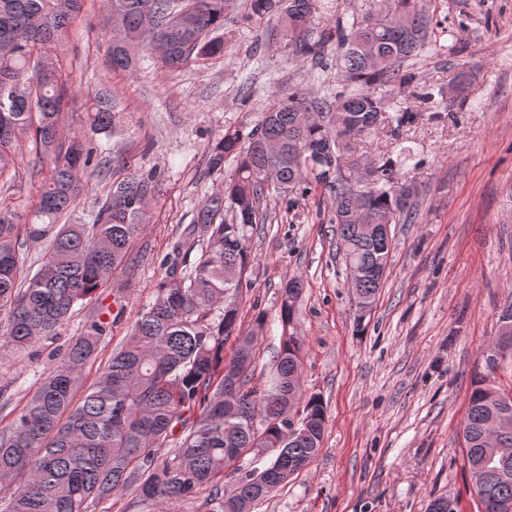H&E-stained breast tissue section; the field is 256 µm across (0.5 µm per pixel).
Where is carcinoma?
I'll list each match as a JSON object with an SVG mask.
<instances>
[{
	"label": "carcinoma",
	"instance_id": "1",
	"mask_svg": "<svg viewBox=\"0 0 512 512\" xmlns=\"http://www.w3.org/2000/svg\"><path fill=\"white\" fill-rule=\"evenodd\" d=\"M235 0H106L116 29L109 47L114 70L136 66L139 49L157 51L177 68L190 59L224 55L220 31ZM246 19L275 16L282 35L318 71L336 57L343 83L332 95L321 80L271 98L251 130H228L209 157V168L234 167L207 197L187 228L185 272L167 278L152 303L139 312L130 335L84 384V372L101 349L104 321L90 323L41 374L35 391L12 422L0 428V512H92L133 489L132 506L155 512L181 507L207 491L206 512H254L255 506L318 455L326 429L320 397L292 391L300 374V344L282 336L266 388L250 385L256 338L265 320L246 332L239 324V296L249 281L241 272L253 262L251 242L266 216L260 200L272 191H329L335 203L336 247L345 264L361 270L355 293L373 302L385 277L392 241L368 231L371 224H411L417 188L394 191V169L368 171L363 214L346 191L359 178L344 174L343 152L351 139L387 128L395 140L422 116L398 102L396 88L412 79L404 63L427 46L432 16L424 0H383V8L350 23L338 22L312 37V0H247ZM83 0H0V177L15 168L16 144L30 138L52 159L34 212L21 226L0 210V336L17 355L57 334L80 301L92 298L129 260L144 235L153 176L133 174L112 183L89 224H60L74 206L80 172L92 151L75 137L60 136L64 108L61 70L38 60L62 40ZM117 115L106 92L95 96L90 125L103 132ZM315 147L326 156L313 172L297 162ZM48 241L38 270L21 276L20 232ZM301 291L283 289L279 321L297 318ZM230 359H225L227 344ZM488 376L474 379L464 420V462L481 461L483 425L493 409ZM302 406L296 429L289 413ZM499 447L507 455L482 467L473 483L483 512L512 503V429Z\"/></svg>",
	"mask_w": 512,
	"mask_h": 512
}]
</instances>
